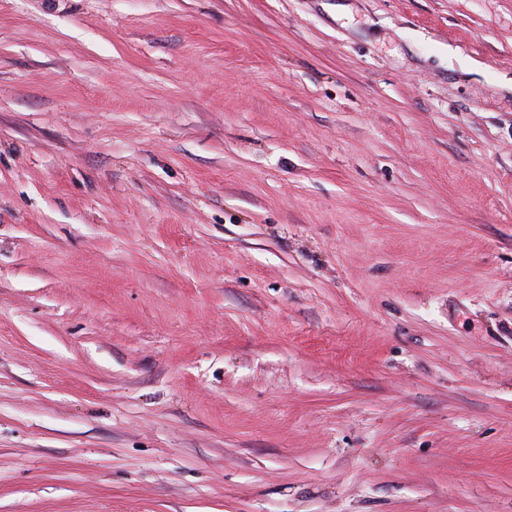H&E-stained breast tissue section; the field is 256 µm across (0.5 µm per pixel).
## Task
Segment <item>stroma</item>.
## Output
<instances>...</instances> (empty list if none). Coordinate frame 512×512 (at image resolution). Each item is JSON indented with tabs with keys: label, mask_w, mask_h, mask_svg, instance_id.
Wrapping results in <instances>:
<instances>
[{
	"label": "stroma",
	"mask_w": 512,
	"mask_h": 512,
	"mask_svg": "<svg viewBox=\"0 0 512 512\" xmlns=\"http://www.w3.org/2000/svg\"><path fill=\"white\" fill-rule=\"evenodd\" d=\"M0 512H512V0H0Z\"/></svg>",
	"instance_id": "35a3bbf8"
}]
</instances>
